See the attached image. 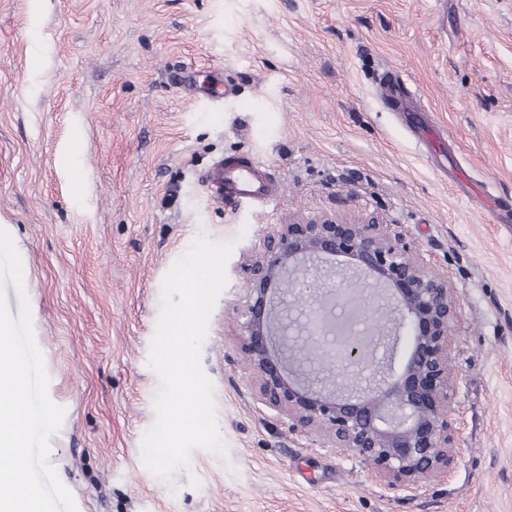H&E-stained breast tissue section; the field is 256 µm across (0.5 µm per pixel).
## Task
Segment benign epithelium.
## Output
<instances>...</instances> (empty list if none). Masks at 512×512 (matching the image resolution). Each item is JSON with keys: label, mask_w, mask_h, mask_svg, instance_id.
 Listing matches in <instances>:
<instances>
[{"label": "benign epithelium", "mask_w": 512, "mask_h": 512, "mask_svg": "<svg viewBox=\"0 0 512 512\" xmlns=\"http://www.w3.org/2000/svg\"><path fill=\"white\" fill-rule=\"evenodd\" d=\"M244 268L237 343L258 400L288 417L294 430L327 433L334 447L390 486H418L448 473L459 440L448 366L457 303L448 278L429 272L375 217L278 224ZM358 286L384 321L395 324L388 334L375 332L371 352L355 312L335 314ZM402 331L409 347L394 375L389 358ZM301 344L325 348L337 368L332 378H321V365L297 356Z\"/></svg>", "instance_id": "benign-epithelium-1"}]
</instances>
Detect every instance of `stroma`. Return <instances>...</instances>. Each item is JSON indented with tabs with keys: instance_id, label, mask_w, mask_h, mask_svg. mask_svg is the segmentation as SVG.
Wrapping results in <instances>:
<instances>
[{
	"instance_id": "obj_1",
	"label": "stroma",
	"mask_w": 512,
	"mask_h": 512,
	"mask_svg": "<svg viewBox=\"0 0 512 512\" xmlns=\"http://www.w3.org/2000/svg\"><path fill=\"white\" fill-rule=\"evenodd\" d=\"M392 76L418 100L405 122ZM433 116L448 151L403 125ZM270 164L275 202L205 176ZM377 216L455 290L448 475L393 488L259 404L232 336L243 255L275 225ZM0 228L65 418L50 462L78 512H512V0H0ZM233 246L200 363L226 456L145 466L163 281Z\"/></svg>"
}]
</instances>
